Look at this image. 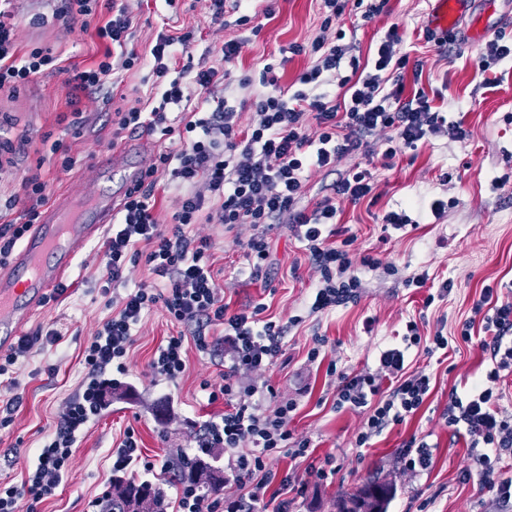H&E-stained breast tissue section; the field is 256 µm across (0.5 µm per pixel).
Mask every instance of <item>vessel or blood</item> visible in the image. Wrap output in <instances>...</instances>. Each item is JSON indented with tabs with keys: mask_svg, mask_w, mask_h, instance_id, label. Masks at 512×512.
<instances>
[{
	"mask_svg": "<svg viewBox=\"0 0 512 512\" xmlns=\"http://www.w3.org/2000/svg\"><path fill=\"white\" fill-rule=\"evenodd\" d=\"M431 24L448 30L465 0H434ZM122 153L105 152L87 177L99 189L87 197L60 196L22 243L11 267L0 270V352L12 348L42 301L66 283L76 259L112 222L123 191L112 188Z\"/></svg>",
	"mask_w": 512,
	"mask_h": 512,
	"instance_id": "1",
	"label": "vessel or blood"
}]
</instances>
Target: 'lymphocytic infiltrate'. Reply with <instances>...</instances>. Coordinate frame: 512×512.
<instances>
[{"label":"lymphocytic infiltrate","instance_id":"1","mask_svg":"<svg viewBox=\"0 0 512 512\" xmlns=\"http://www.w3.org/2000/svg\"><path fill=\"white\" fill-rule=\"evenodd\" d=\"M363 21L381 11L375 0H320L322 32L310 45H293L294 53L310 52L314 64L299 77L295 92L280 88L265 65L258 78H244V85H257L253 121L240 125L239 114L228 106L225 93L230 85L226 63L240 53L239 41L225 42L216 54L220 66L180 64L198 41L197 29L179 34L159 32L149 50L150 77L154 94L146 108L116 114L113 138L124 133L146 131L167 140L140 180L129 187L120 210L108 226L100 250L112 285L114 311L86 342L83 351L84 378L68 399L52 435L39 448L27 479L18 485L0 486V512H24L25 503H38L54 495L59 487L76 442V434L95 416V397L108 371L125 373L126 358L137 326L158 304L184 330L168 337L150 363L154 375L176 381L184 373L190 348L208 351L207 333L224 330L228 360L222 381L203 383L209 402L223 401L219 419L205 422L197 438L198 450L223 449L225 469L235 477L241 492L179 486L177 512H288L287 500L278 499L276 487L293 486L292 474L275 478L268 463L287 456L307 459L310 440L298 437L290 426L296 409L270 385L241 386V373L260 371L280 354L287 326L264 318V304L231 309L211 272L215 242L198 236L195 224H221L233 228L249 224L256 232L244 253L249 281L267 280L271 270L268 231L276 224H289L305 244L309 258L320 273L311 313L329 311L357 294L361 282L352 274L353 260L348 241H335L337 197L359 203L373 189L368 170L351 169L312 209L300 208L306 173L313 168L335 167L344 156L372 151V135L389 130L383 156L394 159L417 148L430 137L445 135L466 139L459 123L435 111L426 95H404L402 72L409 62L402 52L403 37L391 25L370 64L349 57L347 45L327 40L329 30L346 9ZM105 15L96 35L104 42L102 59L92 66L73 69L67 82L73 119H80V100L100 95L111 103L115 89L126 73L138 67L141 55L132 49L133 19L120 0H59L54 17L63 27L88 25ZM18 16L0 9V89L15 88L38 77L59 72L49 49L20 50L16 41ZM358 70L357 80L339 76L342 62ZM213 106L202 112L193 108V97ZM318 133L309 136V121ZM182 188L180 205L170 223L155 216L160 185ZM50 201L49 183L41 174L23 178L17 194L0 207V265L11 258L17 243L32 224L38 223ZM145 263L152 280L127 285L128 266ZM493 287H484L472 312L480 316L488 344L491 368L486 384L471 388L468 397L450 394L443 416L453 432H465L476 452L482 482L503 501L512 500V475L500 463L504 451L512 449V418L499 409L501 395L491 381L501 372H512V303H497ZM61 339L57 328L38 329L22 337L7 355L0 356V379L14 381L21 358L44 344ZM416 322H408L403 348L382 353L383 367L398 377L396 385L382 391L368 372H346L329 365L327 374L337 383V406L366 409L367 418L356 436L357 447H365L373 436L389 425L402 422L416 412L430 391V378L423 373L405 374L406 349L420 346Z\"/></svg>","mask_w":512,"mask_h":512}]
</instances>
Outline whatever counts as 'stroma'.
<instances>
[{
	"label": "stroma",
	"mask_w": 512,
	"mask_h": 512,
	"mask_svg": "<svg viewBox=\"0 0 512 512\" xmlns=\"http://www.w3.org/2000/svg\"><path fill=\"white\" fill-rule=\"evenodd\" d=\"M135 18L133 46L146 54L158 32L187 26L200 27L202 43L192 52L201 61L205 47L224 42L242 43L239 56L229 65L236 85L229 100L242 123L254 117L252 89L238 87L240 78L257 75L265 60L283 59L278 69L283 88L296 89L297 79L311 65L307 54L290 53L292 44H306L321 32L317 0H275V14L262 16L261 0H248L254 13L251 26L223 27L210 21L209 0H124ZM24 22L17 32L20 49L49 48L64 64L92 65L101 59L103 43L94 28H63L53 17L54 0H13ZM433 0H384V9L371 22L344 19V44L353 56H371L386 30L399 24L404 47L411 58L424 62L422 73L406 72V95L424 92L434 105L447 108L449 120L461 122L465 140L448 136L429 139L417 150L406 151L386 166L381 153L364 159L351 156L337 161L334 170L312 169L305 181L301 207L310 209L330 194L332 184L354 165L368 168L377 185L376 197L354 204L340 198L336 227L341 237L352 238L354 273L361 281L357 297L325 314H310L319 274L304 245L290 225L271 232L274 267L269 283H246L244 245L253 229L244 224L225 230L217 224H199L197 235L217 241L214 269L224 297L232 307L262 302L267 316L286 324L282 352L275 364L245 377V384H271L297 404L291 427L297 436L311 441L318 462H330L335 472L321 481L307 474L306 461L279 457L269 467L278 474L295 472L304 483L302 492L284 491L291 512H336L335 502L364 482L380 478L397 489L389 512H416L422 500H430L433 512H512V505L475 476L476 465L464 437L448 428L441 412L450 393L465 395L473 382L484 379L491 366L480 346L485 334L475 329L471 341L460 337L461 324L471 315L474 301L486 285L499 287V299L512 302V59L483 70L479 67L483 43L469 41L473 16L485 15L494 33L512 37V0H469L453 32L462 38L463 54L454 57L426 40ZM150 69L142 63L126 74L112 104L97 95L83 97L80 127L58 124L69 109L66 77H42L14 89L0 90V138L32 139L13 156L12 167L0 172V198H8L21 177L42 169L52 195L88 196L95 185L84 175L86 168L110 149L112 114L116 109L142 108ZM51 133L77 157L69 171L39 166L45 154L43 133ZM448 206L434 216L431 201ZM405 210L419 225L408 233L384 234L382 217ZM380 259L372 268L364 256ZM97 245H90L77 259L72 273L71 296L43 302L32 326L53 324L61 331L58 345L34 352L23 363L19 388L0 383V401L21 396L22 403L8 427L0 428V485L20 483L37 448L59 421L65 401L81 381V352L99 323L112 312L111 294L103 293V270ZM428 273L433 285L448 280L450 293L426 304L427 289L409 286L419 273ZM416 321L424 338L444 335L447 350L429 354L410 349L408 371L432 378L433 389L423 405L398 425L387 427L370 445L359 448L355 437L367 413L334 405L336 388L326 375L327 362L350 372L379 371L382 350L400 344L405 325ZM180 327L170 321L163 305H156L137 328L127 359V387L113 397L78 433L75 453L55 496L37 503L34 512H93V500L112 491V450L134 428L145 457L156 464L175 458L177 451H193L203 423L224 411L223 402L208 403L203 382L218 383L223 370L224 348L206 354L190 350L184 374L174 382L155 378L149 364L167 337ZM321 336L323 363L308 361L313 336ZM426 440L434 448L430 470L407 471L400 451L410 438Z\"/></svg>",
	"instance_id": "1"
}]
</instances>
